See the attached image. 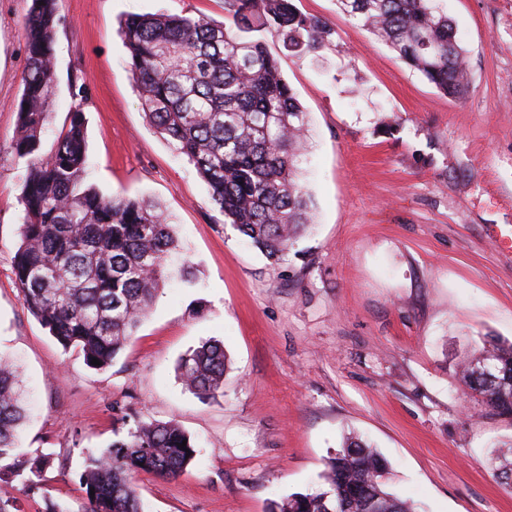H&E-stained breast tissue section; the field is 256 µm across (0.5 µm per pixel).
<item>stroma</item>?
Listing matches in <instances>:
<instances>
[{
    "mask_svg": "<svg viewBox=\"0 0 512 512\" xmlns=\"http://www.w3.org/2000/svg\"><path fill=\"white\" fill-rule=\"evenodd\" d=\"M331 44L269 51L307 112L299 164L314 226L281 262L225 224L206 182L145 116L120 22L131 14L225 21L224 0H58L50 151L74 106L87 182L158 203L177 248L171 280L110 368L95 370L24 307L13 256L24 169L11 151L27 68L29 0H0V354L30 400L29 458L53 460L30 493L0 482L16 512H85L83 452L107 448L121 417L173 420L198 455L175 478L139 474L142 512H266L315 490L344 437L387 460L416 512H512L494 473L512 418L463 397L458 362L484 339L512 341V0H443L467 50L462 98L441 94L336 0H295ZM190 266L191 281L178 272ZM217 339L224 392L182 388L179 358Z\"/></svg>",
    "mask_w": 512,
    "mask_h": 512,
    "instance_id": "1",
    "label": "stroma"
}]
</instances>
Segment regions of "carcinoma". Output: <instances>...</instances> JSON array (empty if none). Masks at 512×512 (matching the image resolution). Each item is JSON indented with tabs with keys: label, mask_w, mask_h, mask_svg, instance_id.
I'll use <instances>...</instances> for the list:
<instances>
[{
	"label": "carcinoma",
	"mask_w": 512,
	"mask_h": 512,
	"mask_svg": "<svg viewBox=\"0 0 512 512\" xmlns=\"http://www.w3.org/2000/svg\"><path fill=\"white\" fill-rule=\"evenodd\" d=\"M57 0H31L23 28L28 50L11 148L25 167V217L13 272L27 311L64 350L91 368L112 365L169 277L176 250L172 225L153 203L105 196L84 186L83 112L76 107L54 148L41 152L55 91ZM343 13L385 42L445 95L467 82L465 49L442 0H338ZM232 25L185 14H132L121 32L142 108L157 132L174 141L211 189L224 223L268 260L284 259L311 226L312 200L298 178L308 116L269 52L276 32L295 54L315 53L334 30L299 12L293 0H224ZM100 364H92V359ZM490 365L489 375L473 364ZM224 344L209 340L184 355L178 374L199 398L224 387ZM463 394L512 417V342L490 338L459 364ZM27 405L15 364L0 355V481H46L47 458L17 452ZM110 448L88 451L80 475L86 512H141L134 476L180 475L196 458L190 435L174 421H137ZM186 447H181V444ZM385 460L348 437L327 462L321 486L268 504V512H415L386 489Z\"/></svg>",
	"instance_id": "carcinoma-1"
}]
</instances>
